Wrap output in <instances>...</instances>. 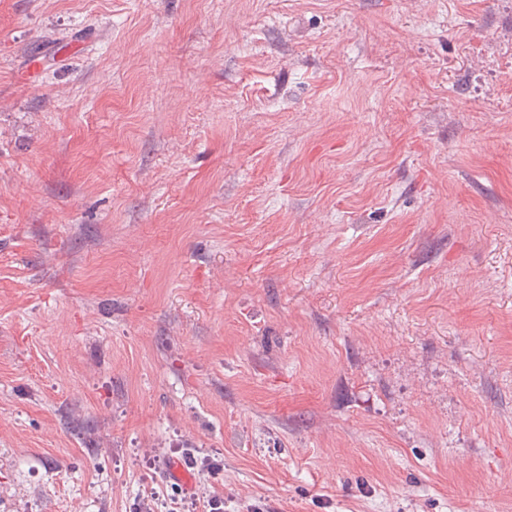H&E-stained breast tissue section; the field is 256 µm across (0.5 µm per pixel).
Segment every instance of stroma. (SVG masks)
I'll list each match as a JSON object with an SVG mask.
<instances>
[{
    "label": "stroma",
    "mask_w": 512,
    "mask_h": 512,
    "mask_svg": "<svg viewBox=\"0 0 512 512\" xmlns=\"http://www.w3.org/2000/svg\"><path fill=\"white\" fill-rule=\"evenodd\" d=\"M512 512V0H0V512Z\"/></svg>",
    "instance_id": "35a3bbf8"
}]
</instances>
